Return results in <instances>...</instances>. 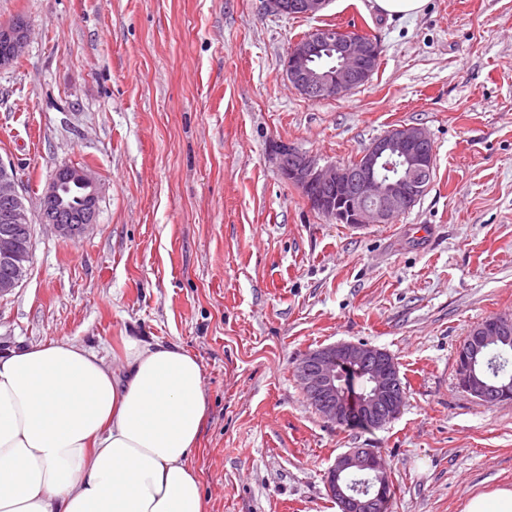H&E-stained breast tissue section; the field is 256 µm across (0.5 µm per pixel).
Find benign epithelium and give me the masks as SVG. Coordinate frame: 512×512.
<instances>
[{"instance_id":"benign-epithelium-1","label":"benign epithelium","mask_w":512,"mask_h":512,"mask_svg":"<svg viewBox=\"0 0 512 512\" xmlns=\"http://www.w3.org/2000/svg\"><path fill=\"white\" fill-rule=\"evenodd\" d=\"M332 0H267L270 9L292 16L315 17ZM28 41L27 25L0 22V67L16 60ZM286 76L307 99L345 96L366 84L373 69L363 63L368 43L355 36H336L319 28L288 48ZM283 176L317 189L310 205L329 217L346 219L336 208L334 192L342 185L356 206L358 223L383 224L410 211L419 201L425 175L435 163L429 135L411 124L396 126L375 139L351 167L322 165L310 154L290 146L277 154ZM15 168L0 161V297L12 294L28 274L33 228L27 215ZM40 223L61 236L76 239L96 222V181L84 169L60 167L43 190ZM512 343V323H481L471 344L458 356V385L475 400L512 402V383L491 385L475 373L472 355L488 345ZM295 373L307 400L326 421L339 424L358 416L382 427L401 412L406 392L398 363L380 348L341 341L304 354ZM325 484L339 512H387L391 483L382 459L372 448H353L336 457Z\"/></svg>"}]
</instances>
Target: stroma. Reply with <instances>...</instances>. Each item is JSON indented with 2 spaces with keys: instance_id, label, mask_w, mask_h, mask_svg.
I'll return each instance as SVG.
<instances>
[{
  "instance_id": "1",
  "label": "stroma",
  "mask_w": 512,
  "mask_h": 512,
  "mask_svg": "<svg viewBox=\"0 0 512 512\" xmlns=\"http://www.w3.org/2000/svg\"><path fill=\"white\" fill-rule=\"evenodd\" d=\"M24 55L0 69V160L33 218L30 271L0 298V352L68 339L114 362L136 337L203 370L207 416L190 456L206 512H339L324 474L374 448L389 512H463L512 488V402L476 401L456 355L512 317V0H427L388 17L332 0L317 17L265 0H0ZM333 27L377 39L358 90L312 101L289 46ZM423 127L434 177L409 212L353 226L314 211L276 143L321 163L392 127ZM92 169L96 222L75 240L38 223L62 165ZM340 341L388 351L400 415L364 430L322 419L294 375Z\"/></svg>"
}]
</instances>
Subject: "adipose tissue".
I'll return each instance as SVG.
<instances>
[{"label":"adipose tissue","mask_w":512,"mask_h":512,"mask_svg":"<svg viewBox=\"0 0 512 512\" xmlns=\"http://www.w3.org/2000/svg\"><path fill=\"white\" fill-rule=\"evenodd\" d=\"M206 413L175 344L127 339L116 369L66 339L0 353V512H205Z\"/></svg>","instance_id":"adipose-tissue-1"}]
</instances>
